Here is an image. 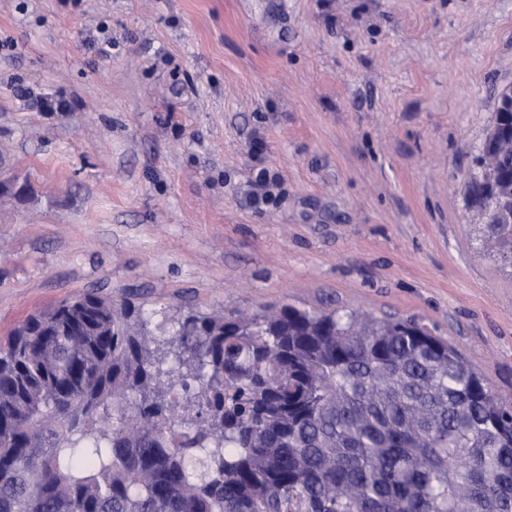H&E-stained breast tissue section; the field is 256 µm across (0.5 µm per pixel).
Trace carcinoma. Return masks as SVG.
I'll use <instances>...</instances> for the list:
<instances>
[{
	"instance_id": "obj_1",
	"label": "carcinoma",
	"mask_w": 512,
	"mask_h": 512,
	"mask_svg": "<svg viewBox=\"0 0 512 512\" xmlns=\"http://www.w3.org/2000/svg\"><path fill=\"white\" fill-rule=\"evenodd\" d=\"M0 512H512V409L411 320L269 307L161 343L84 293L0 342Z\"/></svg>"
}]
</instances>
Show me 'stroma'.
<instances>
[{"instance_id":"1","label":"stroma","mask_w":512,"mask_h":512,"mask_svg":"<svg viewBox=\"0 0 512 512\" xmlns=\"http://www.w3.org/2000/svg\"><path fill=\"white\" fill-rule=\"evenodd\" d=\"M510 86L512 0H0V178L29 184L0 197V339L81 292L161 337L411 319L510 406L512 264L469 182Z\"/></svg>"}]
</instances>
